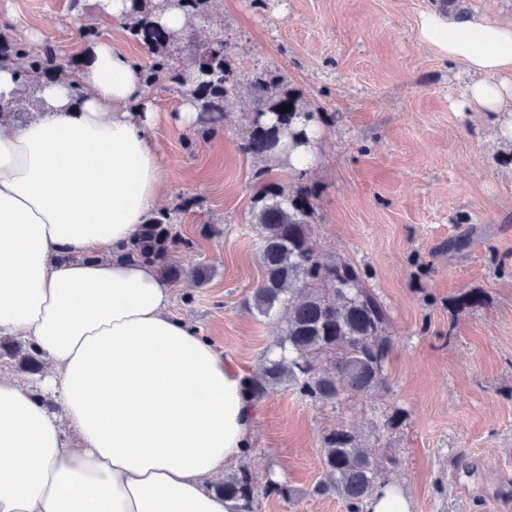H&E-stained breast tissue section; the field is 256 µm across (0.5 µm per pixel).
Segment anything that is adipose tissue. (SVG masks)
<instances>
[{
	"label": "adipose tissue",
	"instance_id": "adipose-tissue-1",
	"mask_svg": "<svg viewBox=\"0 0 512 512\" xmlns=\"http://www.w3.org/2000/svg\"><path fill=\"white\" fill-rule=\"evenodd\" d=\"M416 37L470 75L461 108L512 109V17L430 9ZM36 97L0 114V335L33 343L50 380L0 375V512H235L207 484L259 404L157 267L121 256L164 182L138 70L107 37Z\"/></svg>",
	"mask_w": 512,
	"mask_h": 512
}]
</instances>
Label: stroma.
I'll return each instance as SVG.
<instances>
[{
  "label": "stroma",
  "mask_w": 512,
  "mask_h": 512,
  "mask_svg": "<svg viewBox=\"0 0 512 512\" xmlns=\"http://www.w3.org/2000/svg\"><path fill=\"white\" fill-rule=\"evenodd\" d=\"M435 7L512 15V0H215L195 25L202 43L223 33L243 78L278 73L314 113L321 160L304 175L243 151L248 94L226 121L188 131L167 81L144 91L161 114L151 141L162 208L176 212L191 243L177 257L211 270L204 285H175L176 315L243 375L259 369L279 332L249 307L263 273L253 198L269 182L314 190L317 250L365 268L389 318L386 390L323 404L281 388L261 400L238 462L260 483L276 474L296 497L259 495L254 512H347L313 492L322 437L339 427L394 458L379 478L406 491L411 512H484L448 480L458 449L512 473V142L500 136L503 115L459 109L467 76L417 42L419 13ZM88 18L117 51L147 64L142 45L99 17L94 0L77 9L72 0H0V25L37 32L38 47L68 59L89 48ZM472 293L478 303L463 306Z\"/></svg>",
  "instance_id": "35a3bbf8"
}]
</instances>
